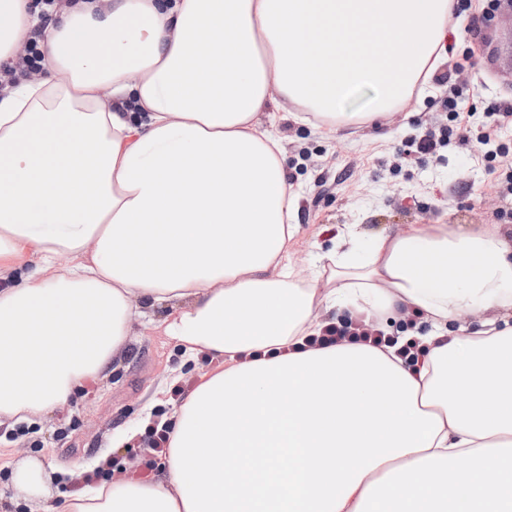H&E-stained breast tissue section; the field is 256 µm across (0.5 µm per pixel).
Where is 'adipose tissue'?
<instances>
[{
  "label": "adipose tissue",
  "instance_id": "ef3b65f1",
  "mask_svg": "<svg viewBox=\"0 0 512 512\" xmlns=\"http://www.w3.org/2000/svg\"><path fill=\"white\" fill-rule=\"evenodd\" d=\"M28 3L0 0V64L34 35L45 51L0 91V420L107 379L159 308V333L212 362L159 420L150 480L58 512H512V234L348 224L303 271L262 122L271 105L335 128L388 113L438 69L450 0H79L45 27ZM364 86L368 111H344ZM412 306L431 322L417 366L305 344L322 314ZM463 314L478 325L449 330ZM57 481L19 460L15 506Z\"/></svg>",
  "mask_w": 512,
  "mask_h": 512
}]
</instances>
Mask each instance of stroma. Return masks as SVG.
I'll list each match as a JSON object with an SVG mask.
<instances>
[{
    "mask_svg": "<svg viewBox=\"0 0 512 512\" xmlns=\"http://www.w3.org/2000/svg\"><path fill=\"white\" fill-rule=\"evenodd\" d=\"M448 43L453 59L435 72V93L411 94L374 123L334 130L275 113L272 130L283 139L288 179L300 196L299 261L309 262L327 230L347 224L371 235L413 224L512 226V198L495 187L497 173L512 167V154L491 163L462 147L439 155L415 147L427 132L447 126L448 84L465 87L458 109L476 125L492 101L512 100V15L488 16L487 0H471ZM209 367L205 357L182 364L173 342L154 328L135 326L109 379L35 423H0V512H28L10 502L13 465L25 457L82 469L81 478L59 482L64 498L120 474H150L157 463L150 436L116 448L113 435L140 419L158 385H165L168 407L176 409Z\"/></svg>",
    "mask_w": 512,
    "mask_h": 512,
    "instance_id": "obj_1",
    "label": "stroma"
}]
</instances>
